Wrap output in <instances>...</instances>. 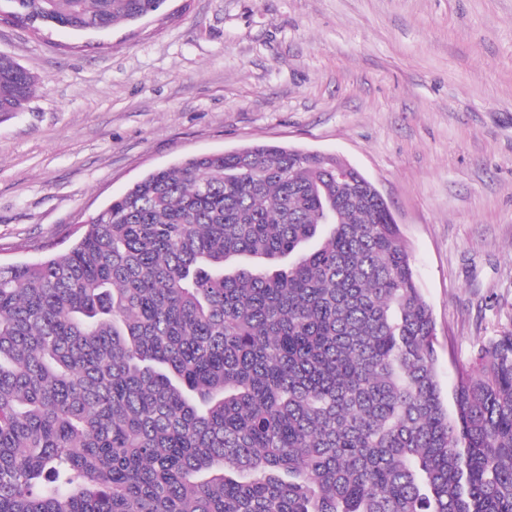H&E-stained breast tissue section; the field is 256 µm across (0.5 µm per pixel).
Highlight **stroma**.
<instances>
[{"mask_svg":"<svg viewBox=\"0 0 512 512\" xmlns=\"http://www.w3.org/2000/svg\"><path fill=\"white\" fill-rule=\"evenodd\" d=\"M39 82L0 117V264L64 251L149 171L275 143L388 201L438 373L512 330V0H168L105 31L0 24Z\"/></svg>","mask_w":512,"mask_h":512,"instance_id":"35a3bbf8","label":"stroma"}]
</instances>
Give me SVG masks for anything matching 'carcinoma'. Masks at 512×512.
<instances>
[{
  "instance_id": "carcinoma-1",
  "label": "carcinoma",
  "mask_w": 512,
  "mask_h": 512,
  "mask_svg": "<svg viewBox=\"0 0 512 512\" xmlns=\"http://www.w3.org/2000/svg\"><path fill=\"white\" fill-rule=\"evenodd\" d=\"M39 32L159 0H15ZM38 78L0 54V115ZM409 247L358 169L252 144L144 175L0 266V512H512V331L443 396Z\"/></svg>"
}]
</instances>
